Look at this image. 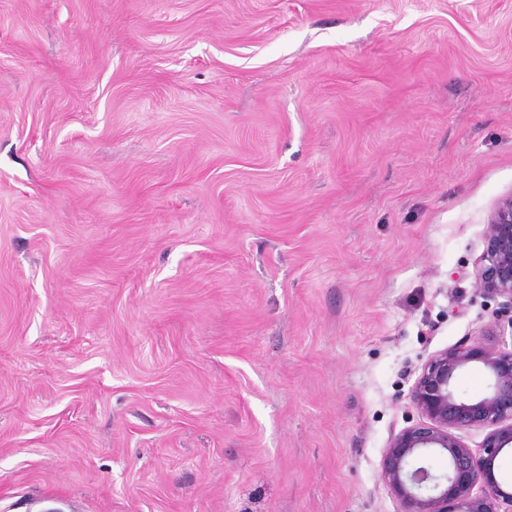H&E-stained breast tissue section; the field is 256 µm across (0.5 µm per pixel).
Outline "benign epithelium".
<instances>
[{
  "label": "benign epithelium",
  "mask_w": 512,
  "mask_h": 512,
  "mask_svg": "<svg viewBox=\"0 0 512 512\" xmlns=\"http://www.w3.org/2000/svg\"><path fill=\"white\" fill-rule=\"evenodd\" d=\"M485 240L473 287L506 299L502 311H512L511 194L492 210ZM472 363L490 378L489 392L476 399L455 389L457 376ZM410 400L419 421L392 433L381 459V479L400 512H512V489L495 475L497 458L512 447V348L478 340L436 353L415 380ZM471 429L486 431L477 449L459 436ZM432 456L446 458V472L427 464Z\"/></svg>",
  "instance_id": "7a95c632"
}]
</instances>
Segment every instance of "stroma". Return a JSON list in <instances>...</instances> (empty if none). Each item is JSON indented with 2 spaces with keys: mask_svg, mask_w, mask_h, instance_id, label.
Returning a JSON list of instances; mask_svg holds the SVG:
<instances>
[{
  "mask_svg": "<svg viewBox=\"0 0 512 512\" xmlns=\"http://www.w3.org/2000/svg\"><path fill=\"white\" fill-rule=\"evenodd\" d=\"M512 193V0H0V512H397Z\"/></svg>",
  "mask_w": 512,
  "mask_h": 512,
  "instance_id": "obj_1",
  "label": "stroma"
}]
</instances>
